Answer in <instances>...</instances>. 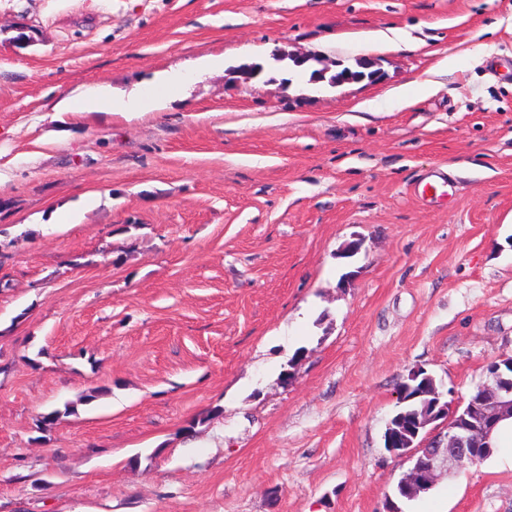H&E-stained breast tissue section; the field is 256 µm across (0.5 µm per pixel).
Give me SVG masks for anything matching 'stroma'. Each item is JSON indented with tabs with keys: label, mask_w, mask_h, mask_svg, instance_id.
Wrapping results in <instances>:
<instances>
[{
	"label": "stroma",
	"mask_w": 512,
	"mask_h": 512,
	"mask_svg": "<svg viewBox=\"0 0 512 512\" xmlns=\"http://www.w3.org/2000/svg\"><path fill=\"white\" fill-rule=\"evenodd\" d=\"M387 27L428 50L354 39ZM509 356L512 0H0V512H384L403 377L455 406ZM401 510L512 512V464ZM184 83V75L180 72L163 73L156 76L155 84L142 96L128 99L114 95L109 86H98L78 97L61 100L56 106V113L81 116L90 112L111 114L142 112L161 100L178 97Z\"/></svg>",
	"instance_id": "obj_1"
}]
</instances>
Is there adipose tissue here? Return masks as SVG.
<instances>
[{"label":"adipose tissue","instance_id":"1","mask_svg":"<svg viewBox=\"0 0 512 512\" xmlns=\"http://www.w3.org/2000/svg\"><path fill=\"white\" fill-rule=\"evenodd\" d=\"M185 79L182 73L169 72L157 76L154 85L143 95L123 98L114 95L111 87L99 86L75 98L61 100L56 110L81 116L90 112L123 114L140 112L155 106L159 101L173 99L180 95Z\"/></svg>","mask_w":512,"mask_h":512}]
</instances>
